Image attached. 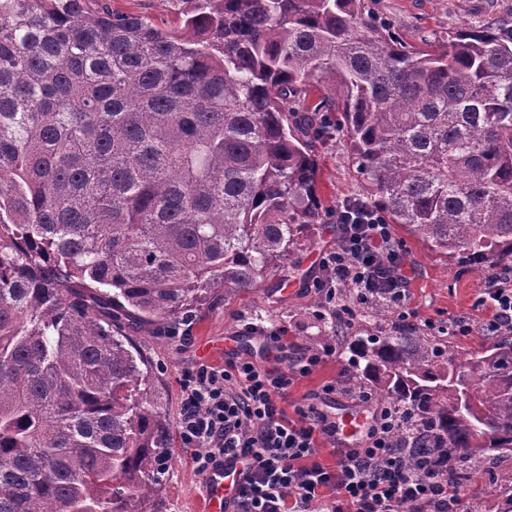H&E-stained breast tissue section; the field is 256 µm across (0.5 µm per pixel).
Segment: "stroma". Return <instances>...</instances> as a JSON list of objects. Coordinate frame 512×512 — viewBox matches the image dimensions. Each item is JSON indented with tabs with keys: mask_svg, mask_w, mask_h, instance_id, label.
<instances>
[{
	"mask_svg": "<svg viewBox=\"0 0 512 512\" xmlns=\"http://www.w3.org/2000/svg\"><path fill=\"white\" fill-rule=\"evenodd\" d=\"M110 4L113 10L139 14L161 28H180L177 0H110ZM378 8L404 41L420 46L449 31L490 21L512 9V0H379ZM312 151L318 165L316 191L325 218L296 250L283 285L271 280L248 293H215L186 322L183 336L170 335L155 325L131 331L130 340L149 362L154 391L170 419L179 416L185 371L203 361L220 365L228 359L258 360L264 336L279 330L284 333L286 357L279 364L284 372L292 356L329 343L336 346L335 356L290 388L282 406L291 418L299 408L321 404L322 387L329 382L336 383L337 397L358 407L364 385L352 346L360 338L390 334L398 324L399 310L416 313L417 332L434 337L441 349L452 354L463 356L488 346L489 337L455 336L448 327L460 320L482 324L486 311L474 301L489 280V272L430 250L400 224L391 225L390 230L402 246L409 278L403 307L387 302L353 305L354 292L349 288L340 289L332 301L310 291L309 282L320 274L322 252L337 244V207L366 190L342 132L313 141ZM345 303L352 304L351 313H342ZM493 471V476L480 474L458 485L464 512H506L512 505V458L500 457ZM203 495L204 477L195 469L192 450L182 447L178 437H171L162 492L146 503L147 512H202Z\"/></svg>",
	"mask_w": 512,
	"mask_h": 512,
	"instance_id": "stroma-1",
	"label": "stroma"
}]
</instances>
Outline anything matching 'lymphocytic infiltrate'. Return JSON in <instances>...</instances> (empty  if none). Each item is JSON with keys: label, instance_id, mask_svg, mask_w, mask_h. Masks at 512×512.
<instances>
[{"label": "lymphocytic infiltrate", "instance_id": "1", "mask_svg": "<svg viewBox=\"0 0 512 512\" xmlns=\"http://www.w3.org/2000/svg\"><path fill=\"white\" fill-rule=\"evenodd\" d=\"M336 228L339 242L322 253L314 288L328 300L350 287L361 304L402 302L408 277L383 215L367 203L343 204ZM476 303L489 313L483 332L511 335L512 270L482 288ZM335 353L332 345L305 351L285 372L234 359L187 370L177 429L182 446L195 451L197 471L205 475L232 460L245 466L233 512H309L316 501L324 512H457L454 474L461 455L433 448L413 459L399 435L398 406L376 407L366 436L337 449L335 468L318 462L321 441L336 440L335 422L313 406L289 419L281 402L297 378Z\"/></svg>", "mask_w": 512, "mask_h": 512}]
</instances>
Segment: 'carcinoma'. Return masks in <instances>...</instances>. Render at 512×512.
<instances>
[{
    "label": "carcinoma",
    "instance_id": "obj_1",
    "mask_svg": "<svg viewBox=\"0 0 512 512\" xmlns=\"http://www.w3.org/2000/svg\"><path fill=\"white\" fill-rule=\"evenodd\" d=\"M88 2L0 0V512L161 490L171 421L125 331L288 268L323 223L310 147L333 112L388 223L512 266L511 21L417 47L370 0H181V34ZM357 353L414 450L512 453V335L458 361L416 332Z\"/></svg>",
    "mask_w": 512,
    "mask_h": 512
}]
</instances>
